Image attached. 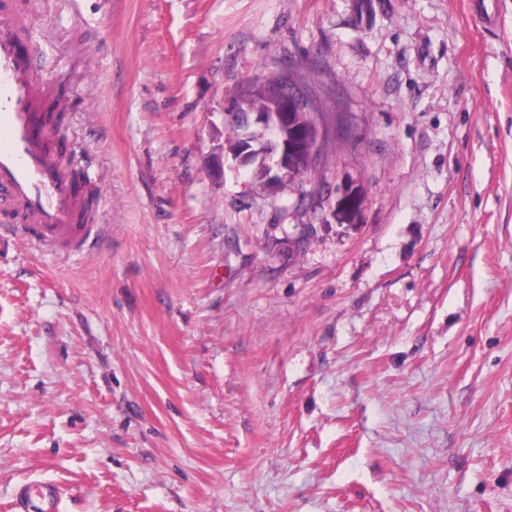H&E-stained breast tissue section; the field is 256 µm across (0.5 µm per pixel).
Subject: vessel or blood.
Segmentation results:
<instances>
[{
    "label": "vessel or blood",
    "instance_id": "obj_1",
    "mask_svg": "<svg viewBox=\"0 0 512 512\" xmlns=\"http://www.w3.org/2000/svg\"><path fill=\"white\" fill-rule=\"evenodd\" d=\"M37 61L19 36L13 15L0 8V202L20 206L43 238H81L76 182L54 153L55 133L43 111L46 98ZM61 493L49 483L22 485L16 512H56Z\"/></svg>",
    "mask_w": 512,
    "mask_h": 512
}]
</instances>
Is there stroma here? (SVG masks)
Instances as JSON below:
<instances>
[{
  "label": "stroma",
  "instance_id": "stroma-1",
  "mask_svg": "<svg viewBox=\"0 0 512 512\" xmlns=\"http://www.w3.org/2000/svg\"><path fill=\"white\" fill-rule=\"evenodd\" d=\"M83 247L0 227V512H512V0H15ZM297 71L312 171L236 178ZM261 87L278 102L279 110L263 112L250 108L246 103H241L227 113L229 122L240 129L239 146L231 150L233 168L237 175L251 182L248 173L252 170L254 155L249 151V144H253L254 135L262 136L266 150L258 156L257 165H261L266 173L264 185L278 190L286 181L292 183L305 174V172H297L294 160L289 159L286 154L284 129L291 116L289 113L293 111L307 113L308 122L301 130L300 138L303 143L304 158L308 163V171L312 170L317 161L319 143L323 138V127L317 112L313 111L299 85L293 81L288 78L278 83L266 80ZM235 125L231 124L232 146L238 139L239 131ZM60 498L61 492L52 484L43 482L33 486L27 483L18 489L14 504L17 512H55Z\"/></svg>",
  "mask_w": 512,
  "mask_h": 512
}]
</instances>
